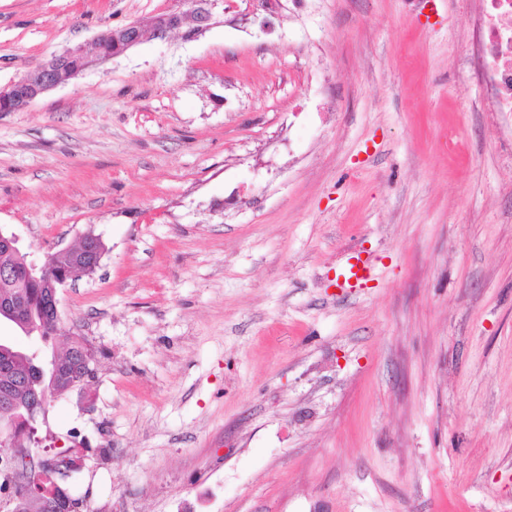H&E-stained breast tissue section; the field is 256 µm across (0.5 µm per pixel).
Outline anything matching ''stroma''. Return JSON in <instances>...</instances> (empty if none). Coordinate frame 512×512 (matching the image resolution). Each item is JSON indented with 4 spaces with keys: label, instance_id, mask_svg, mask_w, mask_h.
<instances>
[{
    "label": "stroma",
    "instance_id": "obj_1",
    "mask_svg": "<svg viewBox=\"0 0 512 512\" xmlns=\"http://www.w3.org/2000/svg\"><path fill=\"white\" fill-rule=\"evenodd\" d=\"M189 0H0V89ZM468 0H220L0 112V231L97 358L40 435L91 512H512V114ZM370 280L340 288L348 257ZM196 1L203 0H191L190 2L192 4V9L189 15L180 14L183 25L186 24L187 19L190 20L192 27L188 30V32L191 34H195L203 28V26L199 23L200 15L202 14L203 17L202 24H207L212 18V11L217 7L218 2H220V0L206 1L209 4V10L200 12V8L197 4L194 3ZM180 16L178 14L165 15L164 21L155 32V38H165L170 32L180 29Z\"/></svg>",
    "mask_w": 512,
    "mask_h": 512
}]
</instances>
